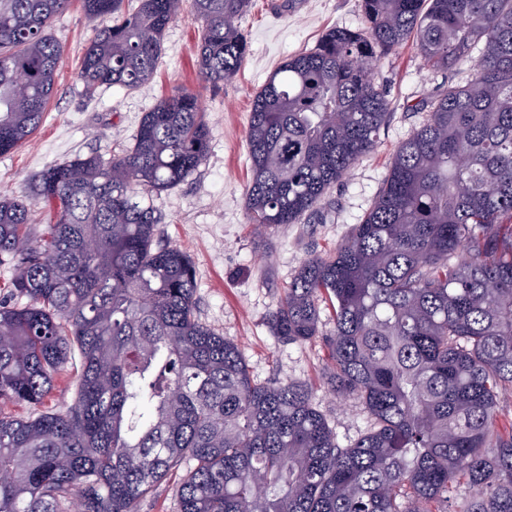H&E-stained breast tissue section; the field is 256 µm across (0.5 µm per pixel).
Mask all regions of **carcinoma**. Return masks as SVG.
I'll use <instances>...</instances> for the list:
<instances>
[{
	"mask_svg": "<svg viewBox=\"0 0 512 512\" xmlns=\"http://www.w3.org/2000/svg\"><path fill=\"white\" fill-rule=\"evenodd\" d=\"M72 0H0V154L42 123L63 63L49 35ZM108 17L86 48L83 91H127L157 69L182 0H81ZM197 66L219 86L241 69L238 21L252 0H193ZM362 27L331 28L255 95L247 131L250 222L311 214L377 145L389 101L372 77L411 43L444 75L478 53L463 84L407 106L423 123L397 148L361 223L308 258L271 311L278 338L319 335L322 304L338 393L371 424L341 446L298 382H255L239 347L202 323L196 269L161 244L149 192L204 163L210 130L181 88L144 114L124 151L91 152L0 195V403L39 405L80 362L73 405L0 411V512H135L185 460L181 512H512V0H360ZM55 221L33 235V207Z\"/></svg>",
	"mask_w": 512,
	"mask_h": 512,
	"instance_id": "carcinoma-1",
	"label": "carcinoma"
}]
</instances>
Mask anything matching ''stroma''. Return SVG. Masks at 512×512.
<instances>
[{"label": "stroma", "instance_id": "35a3bbf8", "mask_svg": "<svg viewBox=\"0 0 512 512\" xmlns=\"http://www.w3.org/2000/svg\"><path fill=\"white\" fill-rule=\"evenodd\" d=\"M361 24L359 0H254L240 21L249 45L246 62L231 80L214 87L196 75L201 26L189 0H184L165 33L153 79L134 91L104 88L90 97L77 72L99 25L86 19L78 0H73L50 30L64 61L43 122L27 143L0 155V193L18 196L26 182L49 165L78 154L121 153L143 114L162 96L180 87L195 92L211 131L209 153L197 173L155 197L154 205L165 218L161 239L191 255L199 318L240 347L252 379L306 383L343 445L368 427L360 401L329 390L330 360L322 339L281 341L270 331L268 315L302 263L336 249L363 220L397 146L423 120L422 113L407 111V104L432 99L444 81L463 82L473 72L468 63L447 76L431 73L408 44L379 60L372 78L386 91L390 109L376 148L322 199V222L304 217L295 224L258 228L246 209V132L253 97L276 67L314 47L328 29H357Z\"/></svg>", "mask_w": 512, "mask_h": 512}]
</instances>
